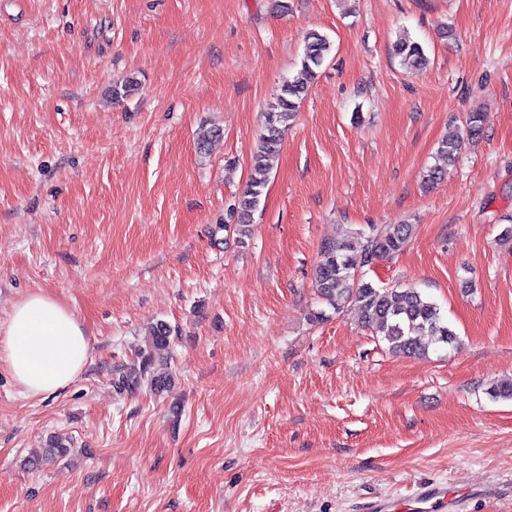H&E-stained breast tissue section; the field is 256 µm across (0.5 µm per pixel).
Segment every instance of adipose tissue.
<instances>
[{"instance_id":"ef3b65f1","label":"adipose tissue","mask_w":512,"mask_h":512,"mask_svg":"<svg viewBox=\"0 0 512 512\" xmlns=\"http://www.w3.org/2000/svg\"><path fill=\"white\" fill-rule=\"evenodd\" d=\"M88 359V338L74 312L38 291L14 303L0 321V361L30 396L68 387Z\"/></svg>"}]
</instances>
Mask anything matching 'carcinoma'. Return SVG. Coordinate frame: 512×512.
<instances>
[{"instance_id":"cac0c4a2","label":"carcinoma","mask_w":512,"mask_h":512,"mask_svg":"<svg viewBox=\"0 0 512 512\" xmlns=\"http://www.w3.org/2000/svg\"><path fill=\"white\" fill-rule=\"evenodd\" d=\"M331 45L328 38L316 30L304 38V52L300 69L281 85L275 102L266 113L262 133L253 156L254 175L237 200L233 213L236 229L241 237L249 235L252 216L258 210L282 146V136L297 112L302 99L314 84L318 69L324 63ZM393 52L410 70L427 65L422 46L407 35L393 43ZM483 115L478 111L466 115V136L446 139L438 151L453 166L459 159L464 139H476L482 132ZM412 234V225L395 224L385 231L369 225L364 230H347L339 239L321 244L319 261L314 276V288L319 298L334 308L348 303L358 309L363 322L386 341L388 349L406 357H419L428 353L423 342L430 336L434 342L450 347L458 343L456 332L448 325L440 307L415 288H378L365 279L367 269L374 262L391 257L405 247ZM173 329L158 321L150 327L148 340L139 350L138 365L118 374V391L133 392L141 385L142 376L150 374V388L159 395L172 384L168 371L171 358ZM72 442L59 435L49 439L45 456H64Z\"/></svg>"}]
</instances>
